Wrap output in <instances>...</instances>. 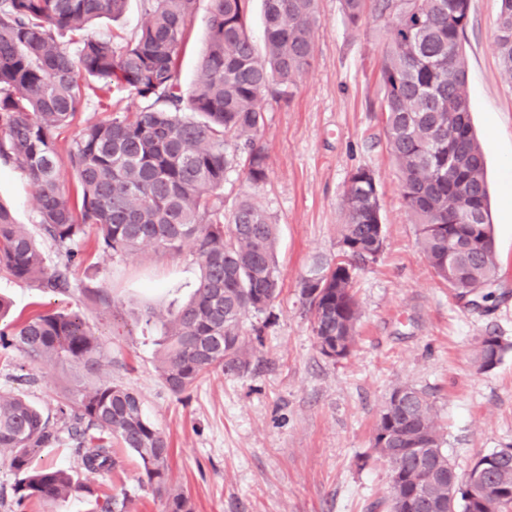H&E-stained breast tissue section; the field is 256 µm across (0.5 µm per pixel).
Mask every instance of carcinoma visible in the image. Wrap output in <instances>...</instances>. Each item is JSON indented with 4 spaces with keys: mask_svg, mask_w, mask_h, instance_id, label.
Instances as JSON below:
<instances>
[{
    "mask_svg": "<svg viewBox=\"0 0 512 512\" xmlns=\"http://www.w3.org/2000/svg\"><path fill=\"white\" fill-rule=\"evenodd\" d=\"M126 2L0 0V160L21 169L35 187L41 229L66 257L63 266L50 267L0 204V271L66 293L69 267L90 228L110 256L144 247L179 254L192 245L200 269L192 298L164 313L149 311L146 319L162 331L159 375L182 394L211 371L248 370L244 319L279 294L276 225L251 199L224 212V174L240 159L250 184L265 181L267 155L257 142L264 94L276 87L279 96L291 95L311 67L318 0H262L263 56L248 30L250 0H209L208 37L188 91L177 60L197 0H142L147 20L122 45L90 31L101 18L121 17ZM365 2L341 0L351 24L362 20ZM373 9L388 20L381 109L419 247L448 287L485 301L497 263L461 46L469 0H374ZM62 32L75 36L72 46L58 41ZM496 48L512 77V0H500ZM104 97L115 116L82 126L61 155L58 132L79 125L88 103ZM125 98L142 106L122 111ZM65 168L78 182L74 204ZM342 205L336 260L311 271L301 289L319 350L333 360L346 358L354 344L360 317L354 272L376 262L383 248L371 171L351 173ZM510 347L486 332L478 342V368L493 369ZM0 350L46 364L73 363L89 374L107 364L98 337L72 313L48 311L0 330ZM57 414L81 449L83 480L64 468L33 466L43 449L64 445L61 429L25 399L0 392V456L20 475L13 488L17 508L94 495L91 478L115 468L118 446L140 459L139 484L164 502V512H194L191 499L169 481L168 436L145 416L134 390L112 382L81 385ZM372 443L389 461L403 452L406 465L394 477L391 497L407 499L416 483L429 484L422 512H502L512 505V448L477 459L474 466L487 468L485 484L457 482L432 405L415 388L393 389ZM127 502L122 492L97 509L127 512Z\"/></svg>",
    "mask_w": 512,
    "mask_h": 512,
    "instance_id": "1",
    "label": "carcinoma"
}]
</instances>
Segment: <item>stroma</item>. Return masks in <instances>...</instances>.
<instances>
[{"mask_svg": "<svg viewBox=\"0 0 512 512\" xmlns=\"http://www.w3.org/2000/svg\"><path fill=\"white\" fill-rule=\"evenodd\" d=\"M499 6V0H470L462 39L498 264L493 296L481 307L443 284L418 247L381 112L387 26L371 14L351 25L340 0H318L314 61L291 98L265 101L259 141L266 180L251 185L237 167L224 176L225 209L253 198L278 231L281 292L244 323L247 372L215 371L176 395L156 371L158 331L143 317L188 300L199 278L190 250L172 255L148 247L111 258L87 239L71 268L74 289L65 295L0 274L7 322L64 311L93 328L111 359L99 380L139 393L145 414L170 440V482L188 494L195 512H389L391 465L372 436L399 386L429 398L459 477L479 456L512 445V77L496 55ZM208 17L209 0H198L179 54L183 87L196 77ZM360 167L375 175L385 242L377 261L354 276L361 308L356 344L334 361L319 351L301 282L314 264L335 258L343 194ZM33 195L20 170L0 163V202L51 263L64 262L42 233ZM101 291L115 300V312L99 303ZM257 327L262 337H255ZM488 331L509 348L494 369L482 371L476 343ZM82 379L68 364L0 355V390L49 415ZM120 456V468L97 476L94 487L125 489L130 512H163V502L138 483L136 455Z\"/></svg>", "mask_w": 512, "mask_h": 512, "instance_id": "obj_1", "label": "stroma"}]
</instances>
